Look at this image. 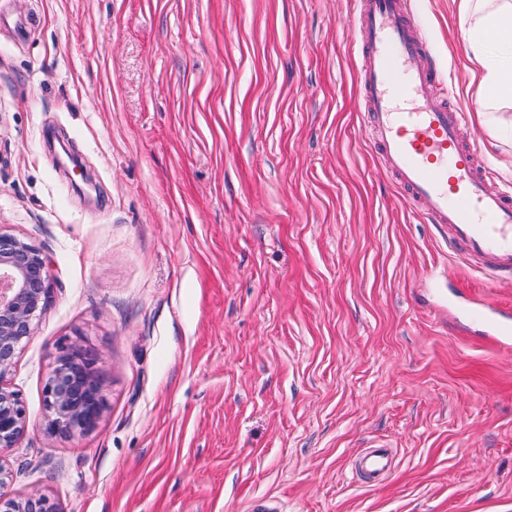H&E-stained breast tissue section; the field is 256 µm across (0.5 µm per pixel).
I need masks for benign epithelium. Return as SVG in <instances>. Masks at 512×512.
I'll return each instance as SVG.
<instances>
[{
  "mask_svg": "<svg viewBox=\"0 0 512 512\" xmlns=\"http://www.w3.org/2000/svg\"><path fill=\"white\" fill-rule=\"evenodd\" d=\"M53 288L47 257L40 249L0 231V512H60L38 490L11 493L6 453L24 435L29 421L24 402L10 383L23 343L37 332ZM44 428L71 437L93 431L106 408L96 359L79 343L59 346L43 387Z\"/></svg>",
  "mask_w": 512,
  "mask_h": 512,
  "instance_id": "benign-epithelium-1",
  "label": "benign epithelium"
}]
</instances>
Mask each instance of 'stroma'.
<instances>
[{"mask_svg":"<svg viewBox=\"0 0 512 512\" xmlns=\"http://www.w3.org/2000/svg\"><path fill=\"white\" fill-rule=\"evenodd\" d=\"M497 186L512 132L470 85L454 0H408ZM353 0H0V231L52 302L10 376L11 487L62 512H512V310L380 162ZM67 144L89 180L72 183ZM106 410L42 427L60 342ZM397 449L381 486L352 460ZM456 310L474 326V332L487 336V340L510 346L512 341V319L510 313L504 315L491 302L457 304Z\"/></svg>","mask_w":512,"mask_h":512,"instance_id":"1","label":"stroma"}]
</instances>
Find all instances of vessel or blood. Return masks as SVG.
Wrapping results in <instances>:
<instances>
[{"instance_id": "b4317fda", "label": "vessel or blood", "mask_w": 512, "mask_h": 512, "mask_svg": "<svg viewBox=\"0 0 512 512\" xmlns=\"http://www.w3.org/2000/svg\"><path fill=\"white\" fill-rule=\"evenodd\" d=\"M354 42L363 57L362 99L387 171L405 201L448 232V252L482 270L491 286L512 282V191L492 184L475 143L463 140L464 114L416 25L407 0H355ZM458 312L488 341L512 344V317L489 302ZM396 452L356 457L363 485L385 481Z\"/></svg>"}]
</instances>
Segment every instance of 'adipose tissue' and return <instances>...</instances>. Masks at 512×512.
Listing matches in <instances>:
<instances>
[{"label":"adipose tissue","instance_id":"ef3b65f1","mask_svg":"<svg viewBox=\"0 0 512 512\" xmlns=\"http://www.w3.org/2000/svg\"><path fill=\"white\" fill-rule=\"evenodd\" d=\"M480 97L512 105V0H459Z\"/></svg>","mask_w":512,"mask_h":512}]
</instances>
